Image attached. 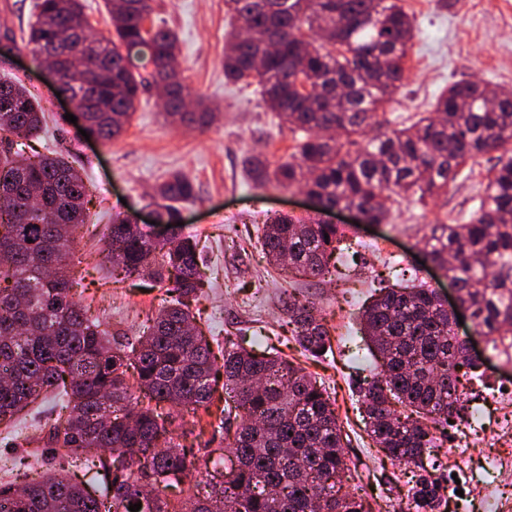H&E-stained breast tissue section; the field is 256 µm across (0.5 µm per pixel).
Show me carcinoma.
<instances>
[{
  "instance_id": "1",
  "label": "carcinoma",
  "mask_w": 512,
  "mask_h": 512,
  "mask_svg": "<svg viewBox=\"0 0 512 512\" xmlns=\"http://www.w3.org/2000/svg\"><path fill=\"white\" fill-rule=\"evenodd\" d=\"M234 20L224 44V80L259 89L264 107L302 133L290 157L270 167L245 159L254 182L299 187L317 197L318 214L362 211L387 221L386 200L448 195L459 168L512 144V91L469 80L449 85L429 112L369 135L379 112L405 80L414 19L402 0H224ZM83 0H38L21 42L34 58L71 42L61 90L89 96L88 133L102 141L130 125L145 85L167 97L164 119L200 132L218 108L203 100L185 109L179 40L148 29L152 0H105L107 36L91 28ZM320 46H315L316 41ZM0 426L6 444L28 439L18 415L54 395L56 419L40 442L68 466L96 469L92 493L62 472H39L32 456L0 457V474H32L0 486V512H372L346 490L344 439L336 407L301 367L257 355L224 340L217 360L196 325L190 300L202 286L203 260L191 235L157 241L112 215L106 235L112 271L166 285L157 314L142 334L119 341L77 295L68 259L88 211V189L70 154L34 145L45 112L21 81L0 79ZM29 148L26 154L17 146ZM485 196L466 224H432L421 239L424 258L454 284L489 358L512 363V155L496 156ZM194 183L172 172L150 205L160 221L179 222V203ZM347 228L319 217L278 214L266 221L261 247L290 279H322L344 253ZM415 264L362 307L360 324L380 376L359 387L372 439L389 458L418 469L406 512H436L440 485L424 465L433 429L464 417L461 376L484 360L454 329L448 308ZM293 339L312 357L331 348V332L316 303L295 288L288 295ZM224 377L217 427L222 448L174 441L173 408L210 413L213 385ZM410 410L406 415L396 409ZM228 455L224 479L177 507L165 490L189 475L197 454Z\"/></svg>"
}]
</instances>
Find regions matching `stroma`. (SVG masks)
<instances>
[{
	"instance_id": "obj_1",
	"label": "stroma",
	"mask_w": 512,
	"mask_h": 512,
	"mask_svg": "<svg viewBox=\"0 0 512 512\" xmlns=\"http://www.w3.org/2000/svg\"><path fill=\"white\" fill-rule=\"evenodd\" d=\"M153 6L156 24L179 37L181 76L191 98H204L219 110L205 132L165 123L157 95L150 90L120 137L85 140L78 125L66 120L70 107L57 97L47 67L24 48L15 60L0 62V77L24 80L57 120L38 140V148H68L82 165L93 198L89 224L74 254L84 277L82 301L129 333L157 312L162 289L140 287L135 279L114 282L111 264L100 255L102 234L113 212L146 222L148 192L170 171H182L198 192L196 200L183 204L182 213L183 231L196 237L206 272L203 292L193 305L204 335L215 346L233 336L247 350L280 354L314 375L336 402L338 423L349 440L344 453L356 484L374 512H401L408 477L367 435L356 405L359 383L372 375L367 363L350 358L351 351L363 346L356 313L378 281L396 282L401 267L419 254L429 225L468 221L484 193L490 164L483 158L467 161L447 196L423 204L389 202L385 224L356 226L349 213L330 214L332 223L349 225L360 258L355 266H337L331 277L309 283L336 346L323 357H306L291 339L283 302L288 285L267 262L259 236L268 217L306 216L308 201L295 188L253 185L243 166L247 156L258 153L273 163L288 159L297 135L259 106L253 88L225 83L229 19L224 0H153ZM404 6L414 16L416 36L404 86L381 116L387 127L429 111L435 96L458 80L512 89V0H404ZM468 386L474 392L469 407L477 422H458L440 431L427 457L443 486L442 512H488L474 493L480 485L497 486L502 497L512 500V481L503 480L499 469L501 461L512 460V433L500 423L498 391L479 379ZM456 472L469 484L465 492L449 482Z\"/></svg>"
}]
</instances>
